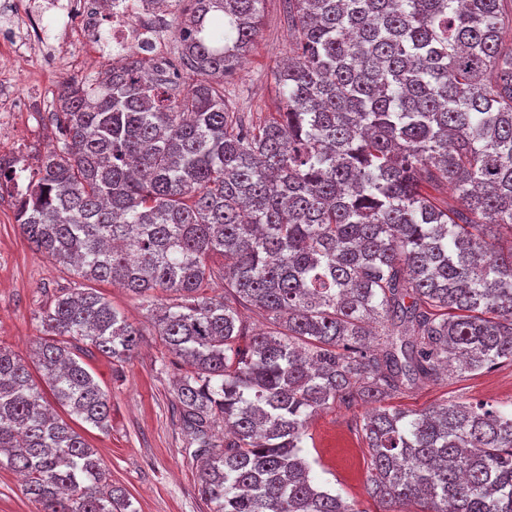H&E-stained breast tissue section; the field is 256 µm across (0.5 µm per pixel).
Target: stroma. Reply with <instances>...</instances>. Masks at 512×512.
Returning a JSON list of instances; mask_svg holds the SVG:
<instances>
[{"mask_svg":"<svg viewBox=\"0 0 512 512\" xmlns=\"http://www.w3.org/2000/svg\"><path fill=\"white\" fill-rule=\"evenodd\" d=\"M290 26L288 0H264L259 33L240 71L224 86L234 111L244 119L268 117L278 109L271 71L287 57ZM8 49L0 48V106L6 98L38 94L51 100L60 76L31 66H9ZM14 146L30 143L52 147L58 137L48 111L17 110L12 115ZM17 204L0 197V345L24 361L43 337L41 317L53 299L69 288L82 287L69 266L53 262L22 235ZM94 288L143 333L138 351L122 362L97 351L82 360L111 405L109 427L99 430L84 423L68 408L54 413L81 433L94 448L113 484L126 489L135 512H209L196 489V463L173 409V383L181 366L157 336L146 302L109 282ZM487 402L512 408V365L452 375L438 385H422L396 395L393 406L419 412L443 402ZM365 405L339 404L319 411L310 420L304 452L315 481L340 494L356 512H378L367 492L369 451L358 428Z\"/></svg>","mask_w":512,"mask_h":512,"instance_id":"obj_1","label":"stroma"}]
</instances>
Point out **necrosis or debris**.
<instances>
[{"instance_id": "4bbe7bcc", "label": "necrosis or debris", "mask_w": 512, "mask_h": 512, "mask_svg": "<svg viewBox=\"0 0 512 512\" xmlns=\"http://www.w3.org/2000/svg\"><path fill=\"white\" fill-rule=\"evenodd\" d=\"M183 0H0L5 11L0 41L16 62H42L56 70L61 63L58 44L79 34L101 63H117L133 51L160 55L174 36L171 17ZM56 23V44H49L47 28Z\"/></svg>"}]
</instances>
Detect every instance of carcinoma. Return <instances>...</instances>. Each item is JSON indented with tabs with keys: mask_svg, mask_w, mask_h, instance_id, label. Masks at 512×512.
I'll use <instances>...</instances> for the list:
<instances>
[{
	"mask_svg": "<svg viewBox=\"0 0 512 512\" xmlns=\"http://www.w3.org/2000/svg\"><path fill=\"white\" fill-rule=\"evenodd\" d=\"M189 2L154 78L131 55L93 82L59 81V141L29 177L21 233L85 281L176 296L154 327L183 367L179 420L210 512H357L314 482L304 438L318 411L358 402L379 512H512V409L388 405L452 367L512 363L507 0H288L280 112L247 124L224 81L264 0ZM183 71L196 79L182 88ZM217 273L220 299L204 293ZM43 327L35 356L54 398L106 427L109 399L70 340L125 360L140 331L93 288L57 296ZM0 466L25 474L38 512H131L2 347Z\"/></svg>",
	"mask_w": 512,
	"mask_h": 512,
	"instance_id": "1",
	"label": "carcinoma"
}]
</instances>
